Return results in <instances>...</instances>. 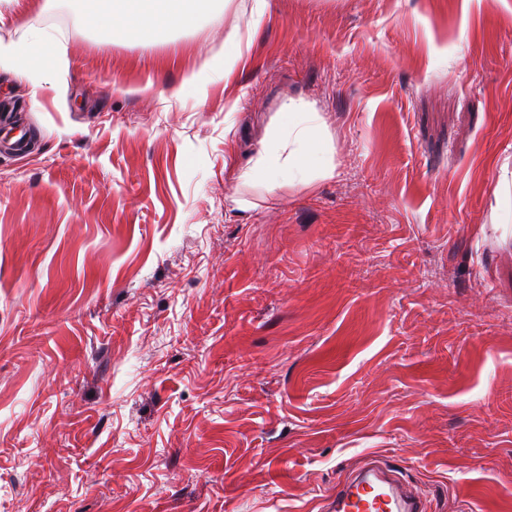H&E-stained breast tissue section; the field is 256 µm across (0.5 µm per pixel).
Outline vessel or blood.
Listing matches in <instances>:
<instances>
[{
    "mask_svg": "<svg viewBox=\"0 0 512 512\" xmlns=\"http://www.w3.org/2000/svg\"><path fill=\"white\" fill-rule=\"evenodd\" d=\"M325 512H428L426 500L407 491L397 472L366 456L324 500Z\"/></svg>",
    "mask_w": 512,
    "mask_h": 512,
    "instance_id": "obj_1",
    "label": "vessel or blood"
}]
</instances>
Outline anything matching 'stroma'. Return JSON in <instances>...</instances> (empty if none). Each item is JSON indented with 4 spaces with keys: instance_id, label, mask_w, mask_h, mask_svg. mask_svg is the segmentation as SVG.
<instances>
[{
    "instance_id": "1",
    "label": "stroma",
    "mask_w": 512,
    "mask_h": 512,
    "mask_svg": "<svg viewBox=\"0 0 512 512\" xmlns=\"http://www.w3.org/2000/svg\"><path fill=\"white\" fill-rule=\"evenodd\" d=\"M85 2L0 0L58 60L0 69V512H320L369 452L512 512V0H266L202 103L256 0L137 41ZM290 100L327 152L242 181ZM225 42L229 45L230 51L224 55L221 65H213L188 73L177 87L173 88L172 95L180 96L184 91H192L199 101H204L208 88L212 82L213 74L216 71L224 70V77L229 78L238 64L244 58L242 51V36L238 29L233 30L227 36Z\"/></svg>"
}]
</instances>
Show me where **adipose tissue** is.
Here are the masks:
<instances>
[{
	"instance_id": "ef3b65f1",
	"label": "adipose tissue",
	"mask_w": 512,
	"mask_h": 512,
	"mask_svg": "<svg viewBox=\"0 0 512 512\" xmlns=\"http://www.w3.org/2000/svg\"><path fill=\"white\" fill-rule=\"evenodd\" d=\"M102 2L104 19L110 33L143 37L188 27L200 14L209 10L213 0H102ZM264 13V8H256L246 32L235 30L229 33L226 38L229 49L220 67L210 66L188 73L178 86L173 88V95L178 96L183 91L189 90L198 100H205L215 70L221 69L225 74H232L243 58V34H255L263 21ZM45 47L46 41L40 37L7 47L0 46V68L14 69L22 74L31 67L53 70L57 62L46 54ZM283 111L288 122V131L294 134L298 143L297 148L289 152L280 166L281 171L291 172L300 169L303 155L322 151L324 144L314 139L312 127L304 124L303 114L294 103H285Z\"/></svg>"
}]
</instances>
